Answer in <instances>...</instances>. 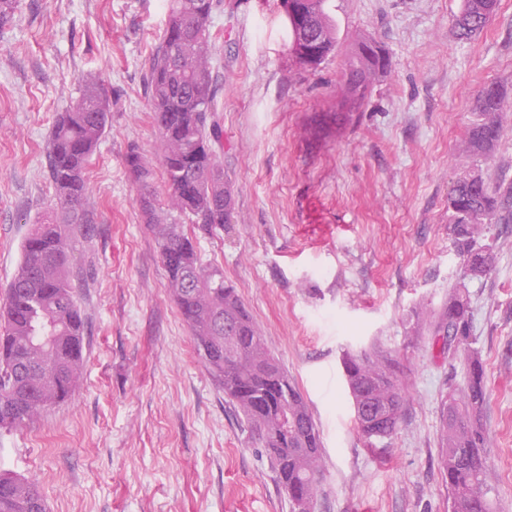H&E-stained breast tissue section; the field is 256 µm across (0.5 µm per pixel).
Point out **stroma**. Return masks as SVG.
Segmentation results:
<instances>
[{"label": "stroma", "mask_w": 512, "mask_h": 512, "mask_svg": "<svg viewBox=\"0 0 512 512\" xmlns=\"http://www.w3.org/2000/svg\"><path fill=\"white\" fill-rule=\"evenodd\" d=\"M168 0H20L0 28V288L34 224L57 208L47 154L58 113L94 74L110 114L86 171L91 222L70 273L86 328L72 398L0 432V463L36 479L47 512H291L261 448L194 350L165 288L156 243L125 156L158 161L151 56ZM462 0H329L339 48L314 69L289 55L279 0H224L211 59L217 159L231 224L197 231L300 388L322 441L316 512H450L439 463L440 407L462 383L463 354L411 313L439 312L466 289L486 372L487 482L512 512V0L459 41ZM377 41L390 64L341 133L316 118L335 102L345 54ZM505 92L501 139L475 154L476 98ZM478 174L504 192L489 226L494 265L464 274L448 188ZM408 373L396 434L367 442L345 383L344 352L372 347Z\"/></svg>", "instance_id": "35a3bbf8"}]
</instances>
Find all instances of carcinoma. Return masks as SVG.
<instances>
[{"label": "carcinoma", "mask_w": 512, "mask_h": 512, "mask_svg": "<svg viewBox=\"0 0 512 512\" xmlns=\"http://www.w3.org/2000/svg\"><path fill=\"white\" fill-rule=\"evenodd\" d=\"M316 12L301 31L288 25V51L298 57L305 37L322 38L316 68L336 50V24L326 0H313ZM498 0H463L456 36L469 41L493 17ZM223 0H170L166 27L150 61L149 94L159 134L160 164L168 192L158 198L152 162L132 147L125 156L131 178L139 185V206L154 237L167 273L166 288L192 332L195 348L224 395L236 407L252 439L264 448L276 483L288 494L292 512L318 493L322 469L319 430L307 403L288 373L268 351L261 329L224 272L202 262L196 238L180 219L205 228L228 223L233 193L212 143L221 130L207 124L215 111L211 75V19ZM388 57L374 41L359 42L344 64L342 87L362 103L373 77L387 68ZM347 96L323 114L341 128L352 115ZM81 106L59 113L48 152L49 175L58 206L37 224L21 248L18 268L0 298V430L30 422L47 408L68 401L83 366L85 318L74 296L69 265L82 227L91 222L83 200L85 171L108 123L104 89L84 80ZM505 102L503 90L485 86L477 108L486 121L470 131V143L485 152L500 138L495 115ZM499 202L482 178H464L448 190L451 234L465 272L489 273L494 262L485 238ZM411 339L428 327L433 345L447 353L458 347L467 354L468 369L460 385L449 386L442 403L438 434L440 464L454 512H494L486 485L488 434L483 425L486 401L484 364L475 347L469 295L456 288L436 319L417 308L412 312ZM344 376L355 422L367 440L391 438L404 416L407 386L404 369L392 354L377 349L347 352ZM0 512H47L36 480L0 468Z\"/></svg>", "instance_id": "1"}]
</instances>
